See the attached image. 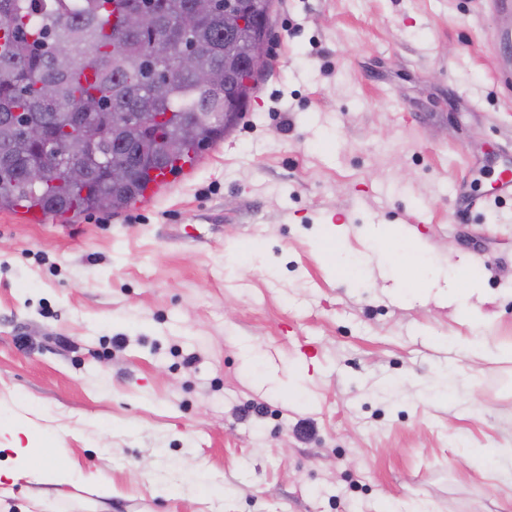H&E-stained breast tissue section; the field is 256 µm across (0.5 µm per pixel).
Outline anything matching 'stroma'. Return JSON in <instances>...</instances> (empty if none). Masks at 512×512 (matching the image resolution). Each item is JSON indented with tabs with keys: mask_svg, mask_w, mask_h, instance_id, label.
<instances>
[{
	"mask_svg": "<svg viewBox=\"0 0 512 512\" xmlns=\"http://www.w3.org/2000/svg\"><path fill=\"white\" fill-rule=\"evenodd\" d=\"M498 25L274 0L270 66L192 171L120 213L0 211V421L66 475L0 478V512H512Z\"/></svg>",
	"mask_w": 512,
	"mask_h": 512,
	"instance_id": "obj_1",
	"label": "stroma"
}]
</instances>
